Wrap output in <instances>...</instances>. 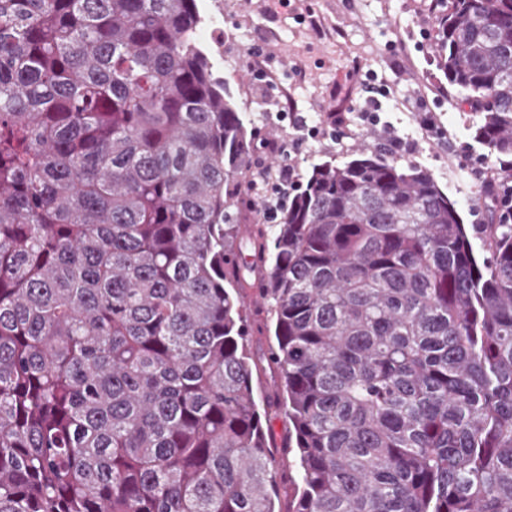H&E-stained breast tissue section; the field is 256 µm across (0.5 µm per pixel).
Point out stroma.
I'll use <instances>...</instances> for the list:
<instances>
[{
	"label": "stroma",
	"instance_id": "stroma-1",
	"mask_svg": "<svg viewBox=\"0 0 512 512\" xmlns=\"http://www.w3.org/2000/svg\"><path fill=\"white\" fill-rule=\"evenodd\" d=\"M208 12L224 19V55L212 57L215 75L224 76L233 101L256 133L261 162L272 159L273 143L291 140L279 113L293 98L309 125H336L340 141L309 138L292 150L297 174L326 160L351 158L357 139L385 140L386 130L412 140L410 162L431 170L455 202L464 223L486 220L472 199L481 178L495 177L487 155L468 129V110L455 88L441 81L433 62V0H206ZM324 34L316 36L311 21ZM360 60L393 91L384 101L383 127L363 121L361 97L348 78ZM434 128L421 134V111Z\"/></svg>",
	"mask_w": 512,
	"mask_h": 512
}]
</instances>
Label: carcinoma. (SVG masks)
I'll return each instance as SVG.
<instances>
[{"instance_id":"obj_1","label":"carcinoma","mask_w":512,"mask_h":512,"mask_svg":"<svg viewBox=\"0 0 512 512\" xmlns=\"http://www.w3.org/2000/svg\"><path fill=\"white\" fill-rule=\"evenodd\" d=\"M201 22L0 0V512H512V0L435 18L484 224L387 143L268 199ZM263 323H258L254 331V339L250 345L252 359L258 365L259 388L270 396H275L278 391L279 380L275 376L272 366L268 361L269 336L263 330H259Z\"/></svg>"}]
</instances>
